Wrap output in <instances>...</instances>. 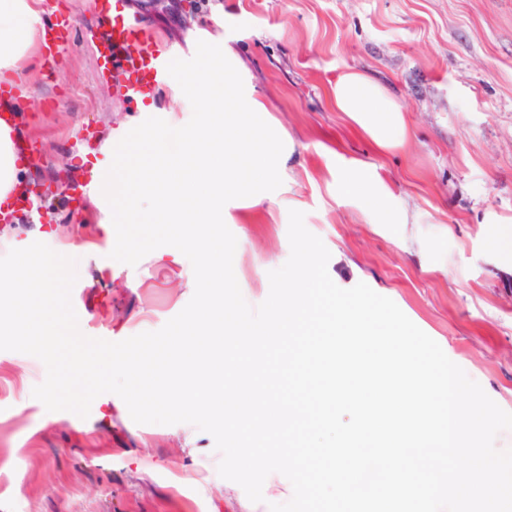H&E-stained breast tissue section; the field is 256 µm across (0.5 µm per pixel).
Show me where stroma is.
Returning a JSON list of instances; mask_svg holds the SVG:
<instances>
[{
	"label": "stroma",
	"instance_id": "obj_1",
	"mask_svg": "<svg viewBox=\"0 0 512 512\" xmlns=\"http://www.w3.org/2000/svg\"><path fill=\"white\" fill-rule=\"evenodd\" d=\"M181 59L197 41L231 47L237 70L265 104L263 118L289 133L279 161L288 186L229 201L233 266L246 302L268 296L270 271L290 256V210L329 250L345 289L363 282L392 299L503 410L512 412V254L491 247L512 233V0H129ZM41 25L75 21L65 52L38 67L19 62L31 87L19 140L33 146L24 178L53 188L59 175L86 185L85 154L112 159L145 113L115 95L86 37L95 0H39ZM366 71L405 108L406 145L382 152L328 100L330 83ZM93 140L83 142L82 130ZM363 162L415 224L372 223L342 189L349 160ZM55 221L17 214L0 257L39 241L70 249L78 279L71 302L88 337L118 342L161 329L194 295L185 256L110 257L105 198L85 193L79 217L57 195ZM46 377L36 357L0 350V512H235L244 490L218 473L211 434L194 425L138 424L112 393L107 410L78 420L32 395Z\"/></svg>",
	"mask_w": 512,
	"mask_h": 512
}]
</instances>
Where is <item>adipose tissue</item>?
Returning <instances> with one entry per match:
<instances>
[{
    "label": "adipose tissue",
    "instance_id": "adipose-tissue-1",
    "mask_svg": "<svg viewBox=\"0 0 512 512\" xmlns=\"http://www.w3.org/2000/svg\"><path fill=\"white\" fill-rule=\"evenodd\" d=\"M37 0H0V77L17 69L19 58L35 39L38 20ZM328 96L332 107L345 113L353 125L377 149L392 151L406 142L408 126L404 106L366 72L350 69L330 84ZM7 121L0 123V200L19 192L23 186L22 165L16 161V106L0 108ZM351 192L362 195L372 223L410 224L414 218L394 200L384 184L374 178H360L349 183Z\"/></svg>",
    "mask_w": 512,
    "mask_h": 512
}]
</instances>
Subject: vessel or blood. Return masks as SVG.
Returning <instances> with one entry per match:
<instances>
[{"label": "vessel or blood", "mask_w": 512, "mask_h": 512, "mask_svg": "<svg viewBox=\"0 0 512 512\" xmlns=\"http://www.w3.org/2000/svg\"><path fill=\"white\" fill-rule=\"evenodd\" d=\"M100 30H88L102 76L110 78L117 95L137 101L141 111H150L159 88L172 81L167 65L173 58L151 26L131 15L128 0H95ZM73 20L46 31L43 50L57 56L65 50Z\"/></svg>", "instance_id": "1"}]
</instances>
